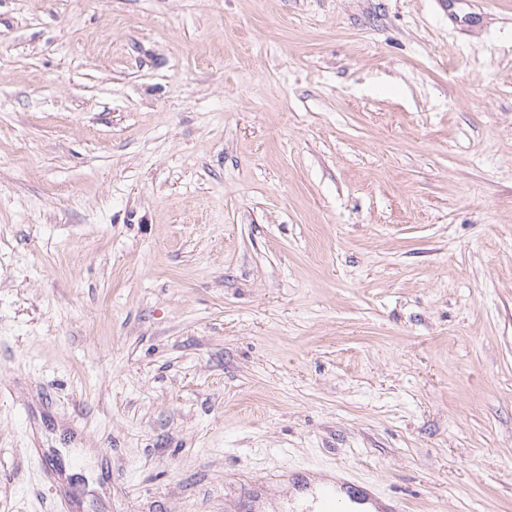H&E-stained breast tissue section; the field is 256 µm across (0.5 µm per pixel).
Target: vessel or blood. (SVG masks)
Instances as JSON below:
<instances>
[{
    "instance_id": "obj_1",
    "label": "vessel or blood",
    "mask_w": 512,
    "mask_h": 512,
    "mask_svg": "<svg viewBox=\"0 0 512 512\" xmlns=\"http://www.w3.org/2000/svg\"><path fill=\"white\" fill-rule=\"evenodd\" d=\"M296 487L314 501L308 512H405L401 499L381 495L373 482L364 479L332 475L319 485L300 481Z\"/></svg>"
}]
</instances>
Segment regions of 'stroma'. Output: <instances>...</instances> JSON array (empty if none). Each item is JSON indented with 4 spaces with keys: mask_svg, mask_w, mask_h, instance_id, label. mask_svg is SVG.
Listing matches in <instances>:
<instances>
[{
    "mask_svg": "<svg viewBox=\"0 0 512 512\" xmlns=\"http://www.w3.org/2000/svg\"><path fill=\"white\" fill-rule=\"evenodd\" d=\"M340 466L512 512V0H0V512Z\"/></svg>",
    "mask_w": 512,
    "mask_h": 512,
    "instance_id": "obj_1",
    "label": "stroma"
}]
</instances>
